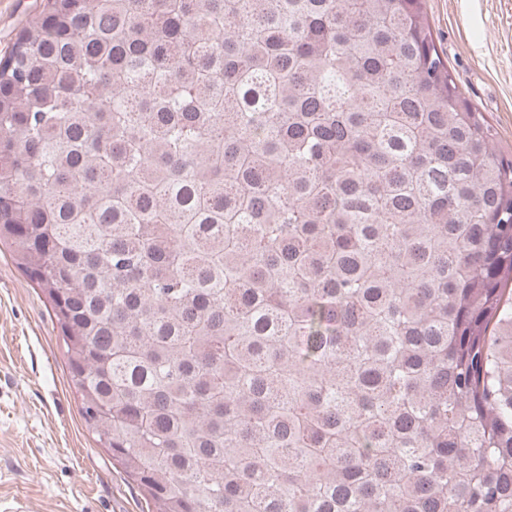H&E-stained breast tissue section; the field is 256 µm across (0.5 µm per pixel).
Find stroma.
<instances>
[{
    "mask_svg": "<svg viewBox=\"0 0 512 512\" xmlns=\"http://www.w3.org/2000/svg\"><path fill=\"white\" fill-rule=\"evenodd\" d=\"M43 0H0V57ZM460 89L512 155V0H426ZM148 512L85 427L50 305L0 247V512Z\"/></svg>",
    "mask_w": 512,
    "mask_h": 512,
    "instance_id": "stroma-1",
    "label": "stroma"
}]
</instances>
